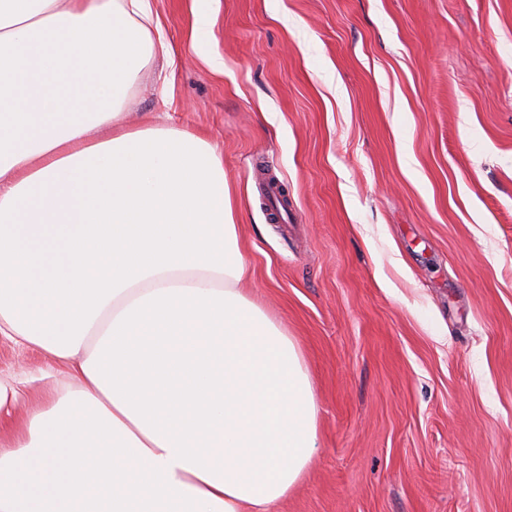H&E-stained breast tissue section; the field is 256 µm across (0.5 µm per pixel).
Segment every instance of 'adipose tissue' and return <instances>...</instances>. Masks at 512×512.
<instances>
[{
	"label": "adipose tissue",
	"instance_id": "1",
	"mask_svg": "<svg viewBox=\"0 0 512 512\" xmlns=\"http://www.w3.org/2000/svg\"><path fill=\"white\" fill-rule=\"evenodd\" d=\"M153 23L150 0H0V335L72 382L0 451V512H271L316 449L220 157L114 125Z\"/></svg>",
	"mask_w": 512,
	"mask_h": 512
}]
</instances>
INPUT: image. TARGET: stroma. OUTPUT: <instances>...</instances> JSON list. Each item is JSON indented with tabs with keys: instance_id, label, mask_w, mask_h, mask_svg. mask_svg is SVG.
I'll return each instance as SVG.
<instances>
[{
	"instance_id": "35a3bbf8",
	"label": "stroma",
	"mask_w": 512,
	"mask_h": 512,
	"mask_svg": "<svg viewBox=\"0 0 512 512\" xmlns=\"http://www.w3.org/2000/svg\"><path fill=\"white\" fill-rule=\"evenodd\" d=\"M120 118L202 136L319 407L272 512H512V0H151ZM288 193L274 221L258 190ZM27 388L67 378L0 336Z\"/></svg>"
}]
</instances>
